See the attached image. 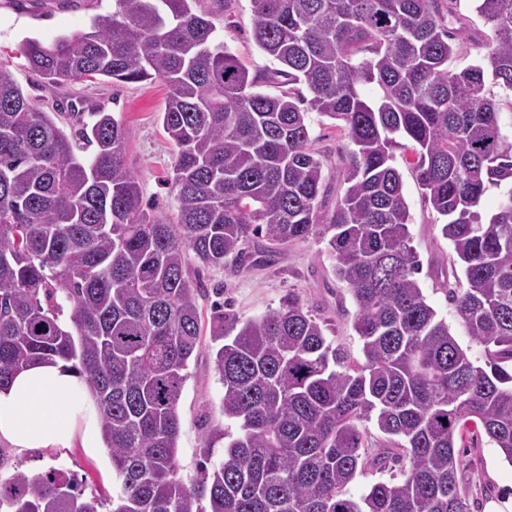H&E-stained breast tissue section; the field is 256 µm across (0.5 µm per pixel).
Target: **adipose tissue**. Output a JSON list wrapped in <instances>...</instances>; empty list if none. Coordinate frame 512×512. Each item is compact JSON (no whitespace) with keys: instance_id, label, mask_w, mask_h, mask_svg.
<instances>
[{"instance_id":"ef3b65f1","label":"adipose tissue","mask_w":512,"mask_h":512,"mask_svg":"<svg viewBox=\"0 0 512 512\" xmlns=\"http://www.w3.org/2000/svg\"><path fill=\"white\" fill-rule=\"evenodd\" d=\"M100 409L84 381L62 365L35 364L0 390V441L33 449L98 446Z\"/></svg>"}]
</instances>
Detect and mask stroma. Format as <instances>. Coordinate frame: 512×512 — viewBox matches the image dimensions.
Here are the masks:
<instances>
[{
	"label": "stroma",
	"mask_w": 512,
	"mask_h": 512,
	"mask_svg": "<svg viewBox=\"0 0 512 512\" xmlns=\"http://www.w3.org/2000/svg\"><path fill=\"white\" fill-rule=\"evenodd\" d=\"M202 9L212 11L216 32L247 67L250 75L263 77L262 91L276 94L281 84L272 81L277 63L254 44L252 0H227L216 9L212 0H202ZM468 39L462 40L448 67L458 71L480 62L486 50L480 39L488 31L477 13L475 0H460ZM112 12V0H0V66L8 68L24 94L41 110L56 112L60 127L70 130L82 122L78 108L112 113L128 128L126 162L137 175L145 200L158 216L175 220L177 202L167 180L172 174L177 149L162 126L168 89L158 80L113 83L108 79L73 81L45 87L30 69L23 54L29 39L52 41L60 35L85 30L97 16ZM314 148L322 154L326 185L324 203L334 208L344 192L341 166L351 143L334 120L317 113L308 115ZM407 154L396 151L394 165L403 182V193L411 218L412 245L423 263L420 284L431 306L447 321L458 343L468 349L476 362H484L483 347L467 336L443 290L435 285V274L450 270L455 254L441 234L442 217L425 202ZM327 243L319 236L277 249L270 262L246 268L232 264L202 267L191 264L190 272L200 283L198 307L201 336L197 352L188 363L187 379L179 401L181 432L178 448L179 476L185 484L201 476L200 463H219L224 456L225 435L237 434L234 421L220 412L224 387L214 369L211 341L213 306L223 301L242 318L260 316L278 308L288 295L298 296L329 325V339L360 357L361 343L352 329L355 306L345 285L333 273L326 253ZM461 464L457 484L471 512H512V464L486 436H478L473 446L459 449ZM62 468L73 473L87 492L107 497L112 493V460L109 453H87L76 447L62 450L38 449L16 456L0 442V475L14 470L31 475Z\"/></svg>",
	"instance_id": "obj_1"
}]
</instances>
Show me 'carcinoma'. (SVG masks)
Listing matches in <instances>:
<instances>
[{
  "label": "carcinoma",
  "mask_w": 512,
  "mask_h": 512,
  "mask_svg": "<svg viewBox=\"0 0 512 512\" xmlns=\"http://www.w3.org/2000/svg\"><path fill=\"white\" fill-rule=\"evenodd\" d=\"M458 2L253 0L255 44L288 85L278 95L258 90L200 0H112L85 32L26 41L47 87L168 85L172 222L143 205L121 121L93 112L67 132L0 68V388L36 362L61 360L85 380L115 473L109 512H468L455 448L470 422L512 464V144L487 88L512 93V0H478L487 56L453 72L465 27L446 19L461 20ZM311 112L353 144L328 211ZM397 150L410 151L444 219L464 278L437 284L484 347L482 365L416 278ZM502 185L497 212L482 216L484 194ZM316 233L355 304L363 361L296 296L255 318L217 310L220 410L239 432L186 486L178 404L201 333L188 252L243 267L260 235L288 245ZM371 419L397 440L368 459ZM396 465L401 479L350 493L367 468ZM103 508L63 469L0 478V512Z\"/></svg>",
  "instance_id": "obj_1"
}]
</instances>
